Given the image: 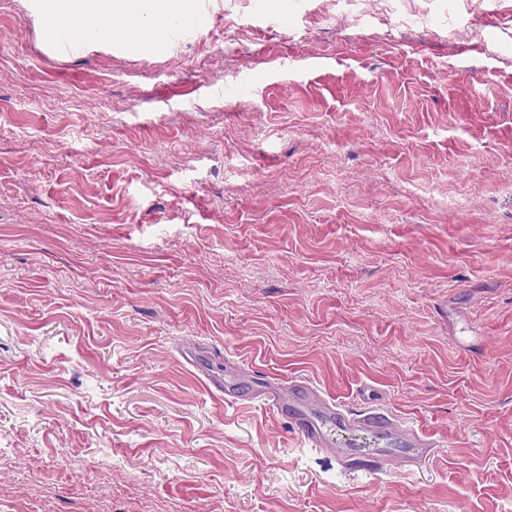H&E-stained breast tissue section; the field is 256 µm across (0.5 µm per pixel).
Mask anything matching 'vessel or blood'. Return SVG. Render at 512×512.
Segmentation results:
<instances>
[{
	"instance_id": "obj_1",
	"label": "vessel or blood",
	"mask_w": 512,
	"mask_h": 512,
	"mask_svg": "<svg viewBox=\"0 0 512 512\" xmlns=\"http://www.w3.org/2000/svg\"><path fill=\"white\" fill-rule=\"evenodd\" d=\"M281 392L307 442L336 453L348 467L396 472L406 460L429 458L435 448L431 434L401 421L384 400L352 411L305 379L289 380Z\"/></svg>"
}]
</instances>
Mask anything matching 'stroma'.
Returning a JSON list of instances; mask_svg holds the SVG:
<instances>
[{"label": "stroma", "instance_id": "obj_1", "mask_svg": "<svg viewBox=\"0 0 512 512\" xmlns=\"http://www.w3.org/2000/svg\"><path fill=\"white\" fill-rule=\"evenodd\" d=\"M384 2L64 51L0 0V512H512V0ZM228 364L435 455L342 469Z\"/></svg>", "mask_w": 512, "mask_h": 512}]
</instances>
